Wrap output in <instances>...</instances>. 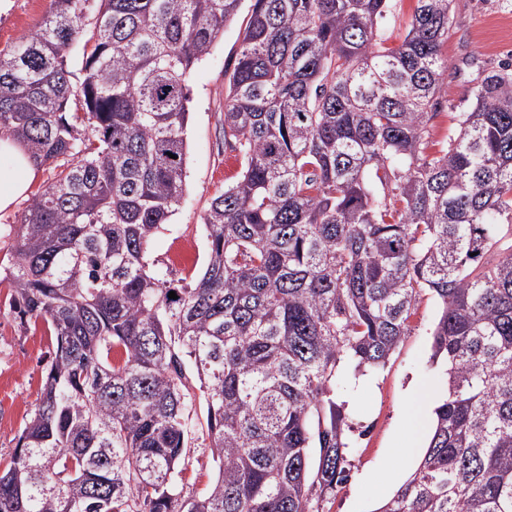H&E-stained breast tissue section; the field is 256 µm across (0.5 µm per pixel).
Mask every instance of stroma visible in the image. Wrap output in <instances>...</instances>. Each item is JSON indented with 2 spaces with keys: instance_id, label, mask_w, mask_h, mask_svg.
<instances>
[{
  "instance_id": "stroma-1",
  "label": "stroma",
  "mask_w": 512,
  "mask_h": 512,
  "mask_svg": "<svg viewBox=\"0 0 512 512\" xmlns=\"http://www.w3.org/2000/svg\"><path fill=\"white\" fill-rule=\"evenodd\" d=\"M51 0H9L0 13V50L36 30ZM248 6L227 24L209 54L189 78L187 177L184 196L164 230L153 240L148 261L168 278H191L203 268L207 232L205 210L239 163L228 162L219 142L218 104L224 98V74L232 70L248 19ZM453 23L443 52L448 74L442 108L433 121L442 139L453 113L469 104L471 87L491 70L512 63V0H453ZM13 284L0 279V470L10 462L17 438L39 401L44 368L53 355L43 322H21L12 304ZM438 303L423 295L419 310L387 366L375 374L341 384L352 463L346 483L323 503V512H374L376 488L398 467L414 469L420 454L411 448L418 394L441 399L447 388L444 370L432 363L431 330Z\"/></svg>"
}]
</instances>
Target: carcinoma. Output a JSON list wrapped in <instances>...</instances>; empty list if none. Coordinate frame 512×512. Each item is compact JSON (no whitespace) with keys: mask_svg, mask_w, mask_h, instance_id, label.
<instances>
[{"mask_svg":"<svg viewBox=\"0 0 512 512\" xmlns=\"http://www.w3.org/2000/svg\"><path fill=\"white\" fill-rule=\"evenodd\" d=\"M241 2L52 0L0 50V135L71 158L4 269L55 350L0 512H320L352 466L336 385L386 366L425 293L447 393L377 512H512V72L435 140L452 0H416L398 43L393 0H251L222 107L241 170L179 288L148 250L184 191L191 69ZM198 433L214 476L190 494Z\"/></svg>","mask_w":512,"mask_h":512,"instance_id":"carcinoma-1","label":"carcinoma"}]
</instances>
